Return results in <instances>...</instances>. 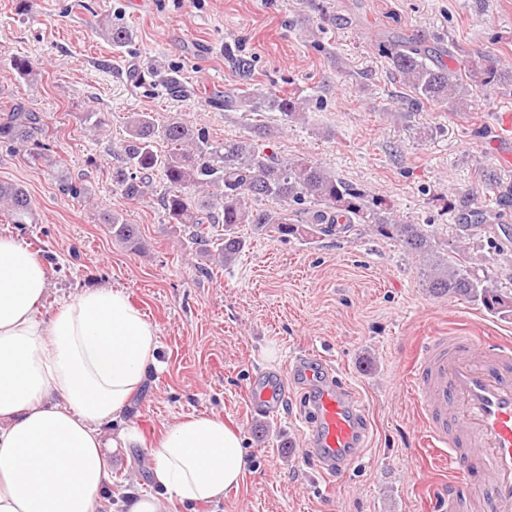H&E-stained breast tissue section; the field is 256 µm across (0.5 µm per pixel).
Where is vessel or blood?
<instances>
[{
	"label": "vessel or blood",
	"instance_id": "vessel-or-blood-1",
	"mask_svg": "<svg viewBox=\"0 0 512 512\" xmlns=\"http://www.w3.org/2000/svg\"><path fill=\"white\" fill-rule=\"evenodd\" d=\"M409 379L426 422V444L447 456L457 481V504L468 482L489 484L483 512H512V340L466 332L421 338ZM308 459L326 479L344 473L360 456L369 433L363 407L344 381L319 389L304 409Z\"/></svg>",
	"mask_w": 512,
	"mask_h": 512
}]
</instances>
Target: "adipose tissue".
Instances as JSON below:
<instances>
[{
  "mask_svg": "<svg viewBox=\"0 0 512 512\" xmlns=\"http://www.w3.org/2000/svg\"><path fill=\"white\" fill-rule=\"evenodd\" d=\"M48 269L0 237V512H100L108 456L136 430L105 439L156 363L155 328L127 293L90 288L41 313ZM149 455L163 496L131 495L127 512L219 503L245 471L238 429L215 416L172 424Z\"/></svg>",
  "mask_w": 512,
  "mask_h": 512,
  "instance_id": "1",
  "label": "adipose tissue"
}]
</instances>
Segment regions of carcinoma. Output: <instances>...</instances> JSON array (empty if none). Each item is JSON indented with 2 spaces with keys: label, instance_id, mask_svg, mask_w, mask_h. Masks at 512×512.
Masks as SVG:
<instances>
[{
  "label": "carcinoma",
  "instance_id": "carcinoma-1",
  "mask_svg": "<svg viewBox=\"0 0 512 512\" xmlns=\"http://www.w3.org/2000/svg\"><path fill=\"white\" fill-rule=\"evenodd\" d=\"M103 39L116 48L128 45L131 30L108 18L100 26ZM392 71L412 92L411 105L444 101L456 104L471 84L495 85L504 73L481 56H468L455 68L440 56L454 58L451 48L431 47L414 37H399L382 45ZM18 77L26 79L37 62L21 55L9 57ZM235 68L245 90L218 95L212 103L226 111L255 112L261 108L279 112L287 121L300 116L302 101L277 92L256 93L250 85L251 63L235 57ZM278 137L271 126L256 122L248 134L218 142L203 128L180 117L162 122L152 112H132L121 143L122 163L112 168V186L132 200L154 193V172L161 174L166 189L160 197L172 223L187 232L188 248L202 260L229 267L245 247L238 235L241 224L253 233L280 239H303L318 232L336 233L338 224L348 231L359 224L363 231L395 241L408 254L418 257L423 284L434 296L461 297L498 315L512 316V289L501 288L477 273L468 247L450 257L441 243L422 224H408L396 217L379 197L349 185L318 163L296 157L283 158L269 150ZM167 144L164 154L157 141ZM23 153L31 162L42 159L51 148V136L42 116L23 102L12 104L0 116V144ZM267 201L272 206L257 207ZM0 210L12 224H33L31 199L25 189L0 183ZM115 241L132 249L140 246L136 225L121 216L104 212ZM224 226L216 236L211 228Z\"/></svg>",
  "mask_w": 512,
  "mask_h": 512
}]
</instances>
